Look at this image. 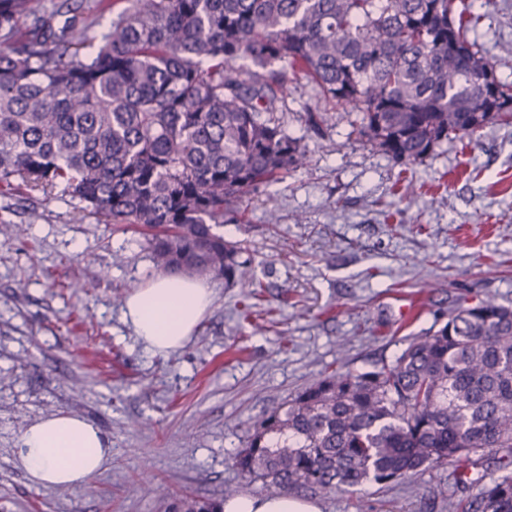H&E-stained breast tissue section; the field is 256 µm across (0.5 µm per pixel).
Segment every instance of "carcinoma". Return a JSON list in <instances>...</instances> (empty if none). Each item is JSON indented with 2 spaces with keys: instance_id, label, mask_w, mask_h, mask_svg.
<instances>
[{
  "instance_id": "cac0c4a2",
  "label": "carcinoma",
  "mask_w": 512,
  "mask_h": 512,
  "mask_svg": "<svg viewBox=\"0 0 512 512\" xmlns=\"http://www.w3.org/2000/svg\"><path fill=\"white\" fill-rule=\"evenodd\" d=\"M471 0H0V188L62 192L134 224L164 273L248 278L216 228L307 163L278 104L306 77L361 113L398 164L512 124V84L471 37ZM503 475L470 512H512V306H459L394 360L312 383L264 417L233 465L272 496L354 491L472 455ZM173 512H220L179 495Z\"/></svg>"
}]
</instances>
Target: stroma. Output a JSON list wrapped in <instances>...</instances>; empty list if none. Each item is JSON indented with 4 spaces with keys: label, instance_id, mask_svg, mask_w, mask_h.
I'll list each match as a JSON object with an SVG mask.
<instances>
[{
    "label": "stroma",
    "instance_id": "1",
    "mask_svg": "<svg viewBox=\"0 0 512 512\" xmlns=\"http://www.w3.org/2000/svg\"><path fill=\"white\" fill-rule=\"evenodd\" d=\"M478 42L512 82V0H491ZM331 111L319 131L303 113ZM306 78L289 83L283 122L307 164L234 204L219 232L251 261L262 298L209 277L210 312L181 349L145 350L126 296L157 270L142 235L103 223L78 199L0 189V512H168L172 495L261 497L233 457L255 422L315 380L392 360L408 337L485 295L512 305V125L453 139L400 165L350 131ZM85 417L111 441L79 488L31 483L18 436L41 418ZM480 453L474 481L452 467L387 486L315 495L321 512H456L497 476ZM442 494H434V486Z\"/></svg>",
    "mask_w": 512,
    "mask_h": 512
}]
</instances>
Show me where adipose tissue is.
<instances>
[{"label": "adipose tissue", "instance_id": "1", "mask_svg": "<svg viewBox=\"0 0 512 512\" xmlns=\"http://www.w3.org/2000/svg\"><path fill=\"white\" fill-rule=\"evenodd\" d=\"M213 303V291L200 281L164 275L134 289L125 301L124 317L147 349L167 354L182 348ZM111 444L85 418L61 413L28 426L20 437L19 462L38 486L82 487L100 473ZM224 512H320L313 502L295 495L237 496Z\"/></svg>", "mask_w": 512, "mask_h": 512}]
</instances>
